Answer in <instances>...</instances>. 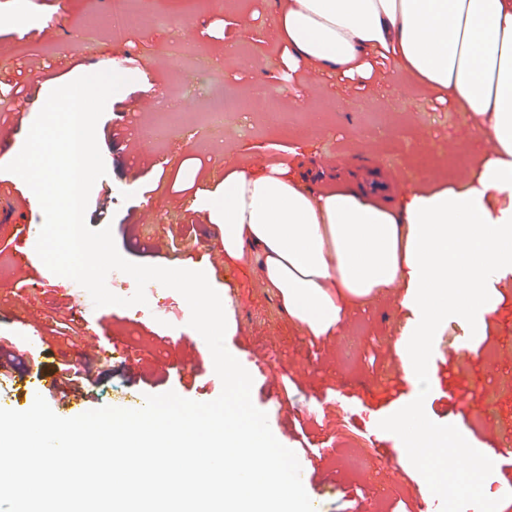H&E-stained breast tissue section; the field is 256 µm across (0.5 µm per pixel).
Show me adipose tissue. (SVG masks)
<instances>
[{"label":"adipose tissue","mask_w":512,"mask_h":512,"mask_svg":"<svg viewBox=\"0 0 512 512\" xmlns=\"http://www.w3.org/2000/svg\"><path fill=\"white\" fill-rule=\"evenodd\" d=\"M270 24L290 70L371 86L394 69L490 144L464 180L413 184L392 206L316 187L285 160L230 157L215 197L196 204L310 335L338 334L348 300L401 289L397 352L407 376L429 379V336L473 318L480 346L498 305L489 290L512 279V0H274ZM394 428L430 476L429 459L462 440L435 437L411 408Z\"/></svg>","instance_id":"1"}]
</instances>
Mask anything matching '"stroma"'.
I'll return each instance as SVG.
<instances>
[{
	"label": "stroma",
	"mask_w": 512,
	"mask_h": 512,
	"mask_svg": "<svg viewBox=\"0 0 512 512\" xmlns=\"http://www.w3.org/2000/svg\"><path fill=\"white\" fill-rule=\"evenodd\" d=\"M271 8V0H234L229 11L217 0H146L143 16L118 35L109 0H65L60 9L54 0H0V126L12 125L17 94L28 95L29 113L38 115L54 88L127 57L128 83L109 99L96 128L107 174L91 190L89 227H110L118 251L132 262L165 267L177 260L205 272L216 291H229L225 346L253 372L252 402L267 413L277 440L297 453L317 512H415L424 500L448 512L419 465L383 461L381 452L401 447L392 422L413 404L435 435L465 424L466 453L512 446V287L496 289L498 312L478 351L460 350L462 321L439 326L430 347L441 369L417 387L405 379L396 354L407 316L398 291L351 307L339 335H306L254 265L222 256L217 226L191 204L223 179L228 146L270 161L295 146L297 163L318 186L356 190L375 180L393 191L425 170L448 180L464 176V161L486 141L467 131L455 108L403 87L397 74H385L376 90L333 78L321 84L288 71L267 31L261 41L225 51L236 20L253 15L265 22ZM55 10L57 38L35 35L44 14ZM20 11L28 23L16 22ZM245 60L255 68H242ZM145 62L151 65L146 77L139 70ZM31 69L42 72L41 83H28ZM219 83L242 105L216 122L208 96ZM132 98L143 102L133 117L125 108ZM158 125L163 135L151 137ZM137 133L149 137L147 155L136 149ZM144 208L150 219L128 226L130 215ZM13 249L12 239L0 238V346L24 360L0 386L9 409L27 410L32 376L63 366L91 368L95 384L84 402L46 394L62 418L126 407L135 393L172 390L199 402L220 395L209 375H190L194 352L172 341L188 327L190 308L180 293L156 286L146 304L116 307L104 328L66 311V281L45 265L17 271ZM33 315L43 341L31 348L23 323ZM62 323L71 331L58 334ZM256 352L267 355L266 375L255 372ZM324 445L334 455L313 457L312 449ZM481 481V492L461 497L458 512H512V487L499 469L486 467Z\"/></svg>",
	"instance_id": "obj_1"
}]
</instances>
